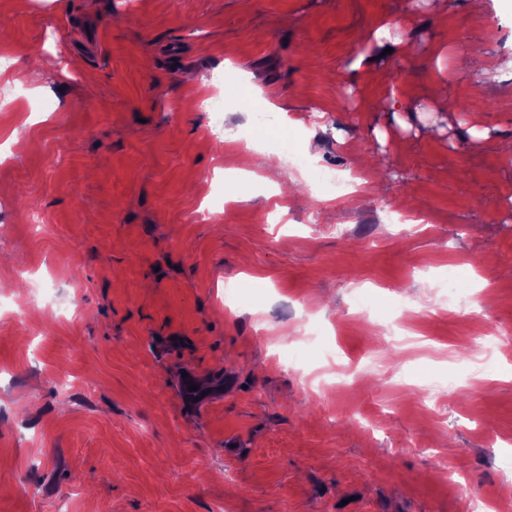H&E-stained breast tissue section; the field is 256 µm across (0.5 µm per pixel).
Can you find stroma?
Wrapping results in <instances>:
<instances>
[{
  "instance_id": "35a3bbf8",
  "label": "stroma",
  "mask_w": 512,
  "mask_h": 512,
  "mask_svg": "<svg viewBox=\"0 0 512 512\" xmlns=\"http://www.w3.org/2000/svg\"><path fill=\"white\" fill-rule=\"evenodd\" d=\"M382 22L390 54L352 72ZM0 28V67L29 65L0 80V512L512 499L490 443L512 436V357L483 352L512 324V70L457 64L479 41L512 59V0H0ZM209 80L236 85L226 139L281 109L296 152L368 157L378 191L347 204L263 152L258 180L225 177ZM455 257L478 297L446 311ZM400 298L422 333L396 344ZM306 310L320 343L283 364ZM464 355L478 384L433 391Z\"/></svg>"
}]
</instances>
